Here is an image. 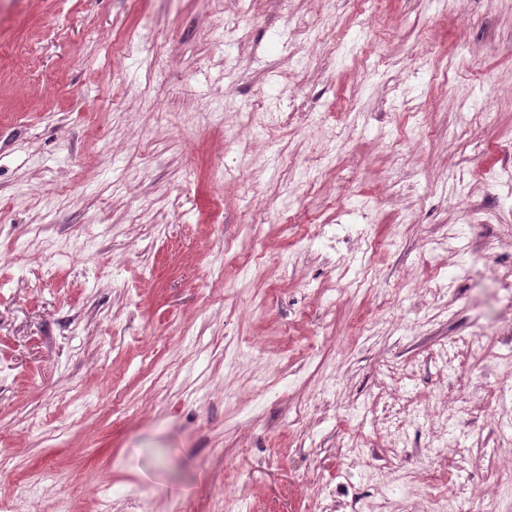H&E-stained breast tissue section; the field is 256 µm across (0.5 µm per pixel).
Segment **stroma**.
Masks as SVG:
<instances>
[{
	"label": "stroma",
	"instance_id": "1",
	"mask_svg": "<svg viewBox=\"0 0 512 512\" xmlns=\"http://www.w3.org/2000/svg\"><path fill=\"white\" fill-rule=\"evenodd\" d=\"M370 8L0 0V501L512 512V0Z\"/></svg>",
	"mask_w": 512,
	"mask_h": 512
}]
</instances>
